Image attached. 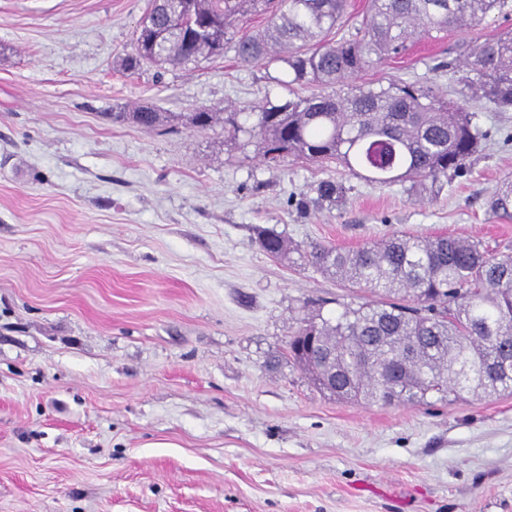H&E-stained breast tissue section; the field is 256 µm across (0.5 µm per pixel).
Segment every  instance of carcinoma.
Masks as SVG:
<instances>
[{
    "instance_id": "obj_1",
    "label": "carcinoma",
    "mask_w": 512,
    "mask_h": 512,
    "mask_svg": "<svg viewBox=\"0 0 512 512\" xmlns=\"http://www.w3.org/2000/svg\"><path fill=\"white\" fill-rule=\"evenodd\" d=\"M347 7L348 0H178L171 18L147 9L125 67L164 69L228 49L243 64L282 61L288 84L332 92L200 110L189 123L200 129L222 123L233 138H255L270 162H336L385 185L460 172L483 137L470 102L512 108V30L467 46L452 101L415 83L365 88L348 80L406 51L414 37L476 27L491 13L511 18L512 0H368L362 28L333 42L329 36ZM256 14L266 15L267 25L236 36ZM125 120L150 128L163 117L146 105L112 113V121ZM488 208L512 217V179L497 186ZM258 243L272 257L288 251L281 236L263 230ZM304 258L380 295L347 303L334 318L316 316L289 343L314 381L326 369L336 371V398L389 405L421 403L432 393L512 392V255L498 257L478 242L445 235H403L352 250L314 244Z\"/></svg>"
}]
</instances>
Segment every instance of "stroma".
Returning a JSON list of instances; mask_svg holds the SVG:
<instances>
[{
	"mask_svg": "<svg viewBox=\"0 0 512 512\" xmlns=\"http://www.w3.org/2000/svg\"><path fill=\"white\" fill-rule=\"evenodd\" d=\"M147 6L0 0V512H512V394L357 403L288 356L304 321L374 298L307 264L311 244L444 234L512 255L487 205L512 178V109L473 105L489 136L436 182L271 166L188 115L311 88L230 51L125 70ZM508 29L489 15L356 82L454 98L461 45ZM138 105L164 122H112Z\"/></svg>",
	"mask_w": 512,
	"mask_h": 512,
	"instance_id": "obj_1",
	"label": "stroma"
}]
</instances>
